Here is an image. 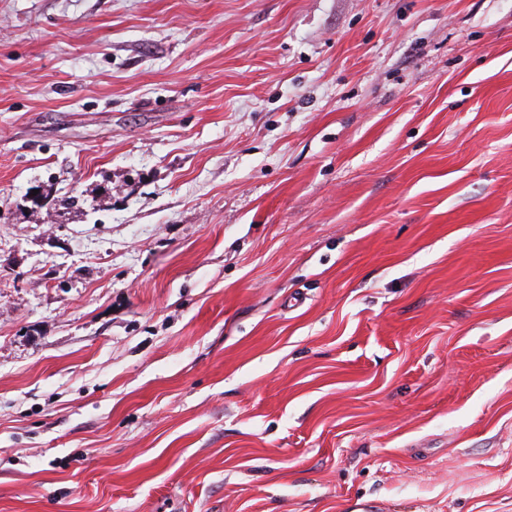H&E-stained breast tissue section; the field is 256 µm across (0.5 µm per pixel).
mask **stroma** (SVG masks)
<instances>
[{
  "label": "stroma",
  "instance_id": "1",
  "mask_svg": "<svg viewBox=\"0 0 512 512\" xmlns=\"http://www.w3.org/2000/svg\"><path fill=\"white\" fill-rule=\"evenodd\" d=\"M0 512H512V0H0Z\"/></svg>",
  "mask_w": 512,
  "mask_h": 512
}]
</instances>
